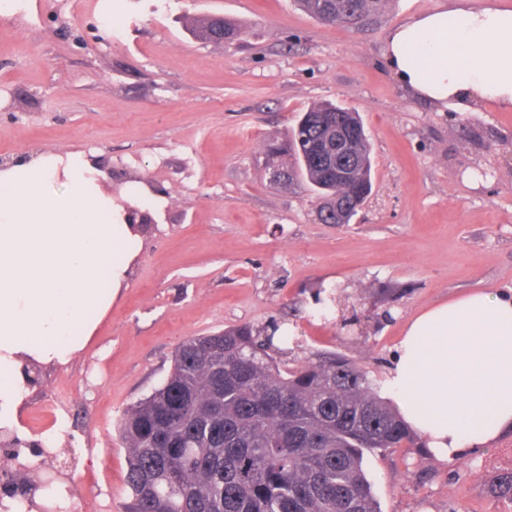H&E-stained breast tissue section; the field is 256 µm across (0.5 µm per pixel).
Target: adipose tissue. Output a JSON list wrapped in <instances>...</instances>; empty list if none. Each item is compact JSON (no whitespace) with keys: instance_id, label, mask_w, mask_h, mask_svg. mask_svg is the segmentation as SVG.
Returning <instances> with one entry per match:
<instances>
[{"instance_id":"ef3b65f1","label":"adipose tissue","mask_w":512,"mask_h":512,"mask_svg":"<svg viewBox=\"0 0 512 512\" xmlns=\"http://www.w3.org/2000/svg\"><path fill=\"white\" fill-rule=\"evenodd\" d=\"M388 68L452 112L512 111V9L440 8L393 27ZM85 154H23L0 165V428L18 422L35 373L83 352L125 288L137 225ZM388 391L401 417L451 464L512 432V289L476 290L405 326Z\"/></svg>"}]
</instances>
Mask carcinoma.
<instances>
[{
    "mask_svg": "<svg viewBox=\"0 0 512 512\" xmlns=\"http://www.w3.org/2000/svg\"><path fill=\"white\" fill-rule=\"evenodd\" d=\"M388 0H296L316 20L351 25L377 20ZM357 130L348 182L313 162L322 123ZM268 156L319 199L339 196L352 219L371 191L370 144L359 114L325 103L308 108ZM280 326L255 332L232 327L194 336L175 350L169 373L121 418L128 457L126 512H381L363 469L364 454L404 445L412 433L380 396L370 372L334 355L283 368L270 355ZM490 495L512 504V468L497 475Z\"/></svg>",
    "mask_w": 512,
    "mask_h": 512,
    "instance_id": "carcinoma-1",
    "label": "carcinoma"
}]
</instances>
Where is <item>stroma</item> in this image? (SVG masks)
<instances>
[{"instance_id":"obj_1","label":"stroma","mask_w":512,"mask_h":512,"mask_svg":"<svg viewBox=\"0 0 512 512\" xmlns=\"http://www.w3.org/2000/svg\"><path fill=\"white\" fill-rule=\"evenodd\" d=\"M442 0H390L370 26L322 24L293 0H25L0 19V159L83 153L146 215L125 288L86 349L39 376L20 425L60 443L72 512H124L125 409L160 385L187 338L278 323L277 361L331 353L386 378L406 323L480 289H512V112H442L404 89L388 30ZM243 27L221 45L191 19ZM333 102L359 112L372 190L327 224L302 179L278 183L269 137ZM144 186L148 199L130 192ZM335 297L329 318L320 302ZM71 388L50 410L51 387ZM512 433L454 464L428 448L366 453L381 512H500ZM490 495L498 502L512 504V468L503 470L490 486Z\"/></svg>"}]
</instances>
